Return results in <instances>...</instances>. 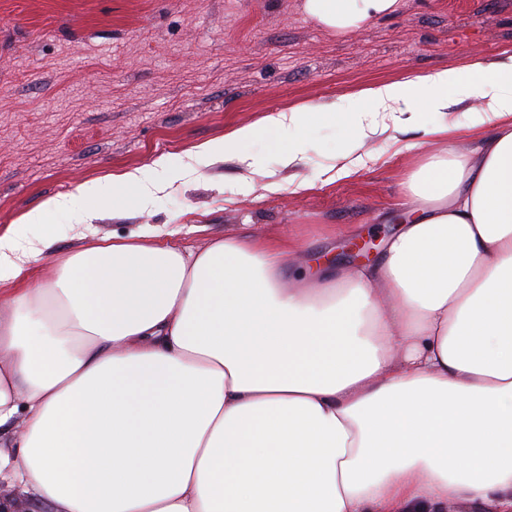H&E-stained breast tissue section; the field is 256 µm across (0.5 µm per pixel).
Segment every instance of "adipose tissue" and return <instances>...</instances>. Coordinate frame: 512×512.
<instances>
[{
    "label": "adipose tissue",
    "mask_w": 512,
    "mask_h": 512,
    "mask_svg": "<svg viewBox=\"0 0 512 512\" xmlns=\"http://www.w3.org/2000/svg\"><path fill=\"white\" fill-rule=\"evenodd\" d=\"M399 0H304L339 33ZM457 87L441 138L490 127L401 183L410 218L376 262L295 273L256 236L183 248L144 225L34 274L56 211L143 207L165 159L77 188L0 231V512H512V55L267 115L200 147L206 162L273 135L300 162L313 124L348 158ZM23 420L25 431L12 426Z\"/></svg>",
    "instance_id": "adipose-tissue-1"
}]
</instances>
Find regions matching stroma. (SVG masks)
I'll return each mask as SVG.
<instances>
[{
  "label": "stroma",
  "instance_id": "35a3bbf8",
  "mask_svg": "<svg viewBox=\"0 0 512 512\" xmlns=\"http://www.w3.org/2000/svg\"><path fill=\"white\" fill-rule=\"evenodd\" d=\"M301 4L0 0V227L163 157L181 176L149 209L103 207L81 239L68 229L70 212L59 211L55 252L149 224L192 249L252 234L285 242L296 270L320 253L340 271L359 265L351 242L380 248L399 228L404 175L447 146H475L473 133L451 142L429 134L469 111V100L450 97L446 112H425L399 142L372 137L359 150L363 164L337 178L339 133L327 125L310 128L311 147L293 169L280 167L268 135L247 146L266 162L254 173L234 154L197 165L196 151L272 112L512 54V0H402L398 13L344 34Z\"/></svg>",
  "mask_w": 512,
  "mask_h": 512
}]
</instances>
